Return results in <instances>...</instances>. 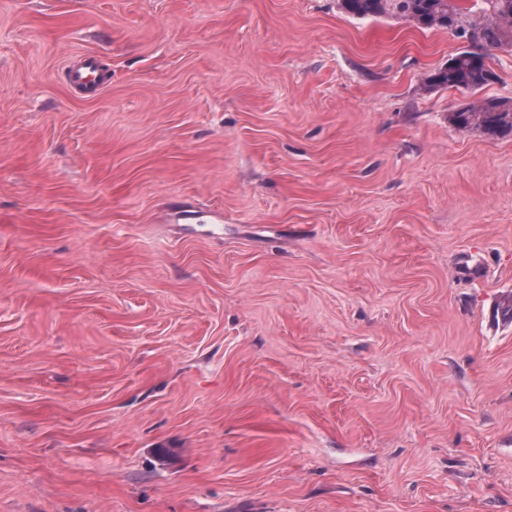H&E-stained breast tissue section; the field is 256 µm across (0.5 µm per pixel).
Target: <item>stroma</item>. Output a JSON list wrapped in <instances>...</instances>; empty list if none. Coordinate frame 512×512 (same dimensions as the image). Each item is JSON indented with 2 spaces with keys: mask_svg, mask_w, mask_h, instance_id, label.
I'll return each mask as SVG.
<instances>
[{
  "mask_svg": "<svg viewBox=\"0 0 512 512\" xmlns=\"http://www.w3.org/2000/svg\"><path fill=\"white\" fill-rule=\"evenodd\" d=\"M336 0H0V512H512V137ZM96 55L93 99L67 68ZM506 101L489 99L475 106L460 105L454 112H449L450 121L461 129H477L492 138L512 135V112L504 106L503 112H496L495 107L503 106ZM512 111V107L510 108ZM509 110V111H510Z\"/></svg>",
  "mask_w": 512,
  "mask_h": 512,
  "instance_id": "obj_1",
  "label": "stroma"
}]
</instances>
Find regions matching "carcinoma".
I'll use <instances>...</instances> for the list:
<instances>
[{"mask_svg":"<svg viewBox=\"0 0 512 512\" xmlns=\"http://www.w3.org/2000/svg\"><path fill=\"white\" fill-rule=\"evenodd\" d=\"M343 13L357 19H405L424 29H444L468 39L470 47L429 77L436 87L480 90L496 79L487 64L490 49H512V0H338ZM502 100L459 106L449 113L461 129H477L488 137L512 135V112H498Z\"/></svg>","mask_w":512,"mask_h":512,"instance_id":"cac0c4a2","label":"carcinoma"}]
</instances>
